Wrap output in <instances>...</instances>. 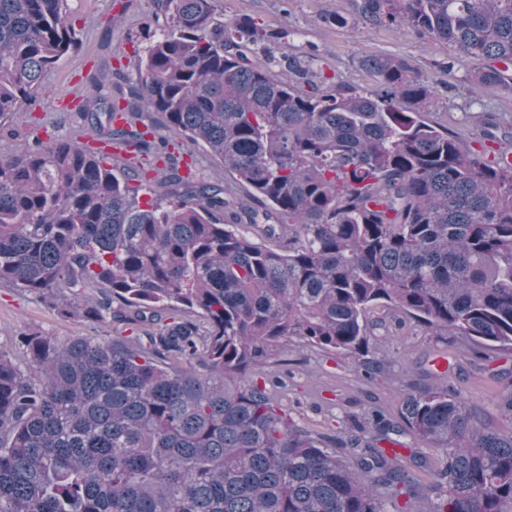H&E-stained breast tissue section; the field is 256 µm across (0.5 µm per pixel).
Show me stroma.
Segmentation results:
<instances>
[{"label":"stroma","instance_id":"35a3bbf8","mask_svg":"<svg viewBox=\"0 0 512 512\" xmlns=\"http://www.w3.org/2000/svg\"><path fill=\"white\" fill-rule=\"evenodd\" d=\"M67 4L76 20L80 45L57 62L19 123L0 131V155L14 153L33 141L42 123L57 125L64 136L74 132L95 136L90 122L80 121L63 107L64 96L82 95L88 77L97 71L111 72L113 87L126 86L155 33L145 24V0H67ZM215 5L221 17L246 13L258 18L266 30L293 31L298 45L314 46L327 68L357 88L372 86L368 74L358 67L362 54L404 56L430 76L436 73L435 62L448 56L447 48L412 34L361 24L337 29L319 23L325 12L350 10L351 0H216ZM467 78L464 68L446 77L449 89L429 108V119L451 121L458 131L464 130L468 111L492 109L512 120V86L466 98L458 88ZM26 330L65 341L75 336H113L121 326L60 317L39 299L0 284V350H13L14 336ZM441 356L448 360L443 372L435 366ZM265 371L285 383L278 392L282 409L317 436L369 441V431L361 427L365 408H381L395 420L406 395L442 387L461 394L482 425L512 432V423L497 407L500 396L512 393V353L484 360L453 336H433L390 321L375 330L367 355L354 359L327 354L294 341L270 360Z\"/></svg>","mask_w":512,"mask_h":512}]
</instances>
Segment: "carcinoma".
I'll return each instance as SVG.
<instances>
[{
  "mask_svg": "<svg viewBox=\"0 0 512 512\" xmlns=\"http://www.w3.org/2000/svg\"><path fill=\"white\" fill-rule=\"evenodd\" d=\"M147 2L159 33L137 80L74 107L95 144L47 130L0 155V283L129 331L23 332L20 360L0 352V512H389L402 497L512 512V436L476 428L448 390L401 411L441 461L433 494L385 448L334 450L245 378L294 338L364 353L379 307L485 360L511 351L508 126L493 111L463 135L428 120L436 87L401 57L364 58L374 87L360 91L250 14ZM321 19L446 45L441 70L480 62L472 93L512 82V0H354ZM76 42L67 0H0V129ZM184 139L248 195L197 179ZM113 143L131 176L113 172ZM159 174L165 200L140 202ZM366 419L379 442L400 432L378 409Z\"/></svg>",
  "mask_w": 512,
  "mask_h": 512,
  "instance_id": "cac0c4a2",
  "label": "carcinoma"
}]
</instances>
